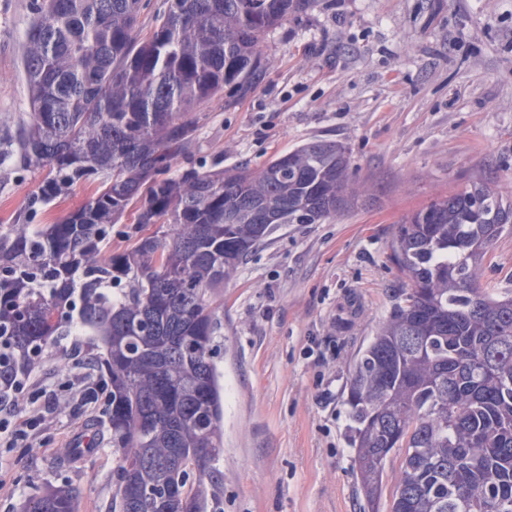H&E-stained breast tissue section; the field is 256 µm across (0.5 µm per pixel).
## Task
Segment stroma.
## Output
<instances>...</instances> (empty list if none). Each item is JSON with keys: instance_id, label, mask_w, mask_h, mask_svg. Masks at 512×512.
<instances>
[{"instance_id": "stroma-1", "label": "stroma", "mask_w": 512, "mask_h": 512, "mask_svg": "<svg viewBox=\"0 0 512 512\" xmlns=\"http://www.w3.org/2000/svg\"><path fill=\"white\" fill-rule=\"evenodd\" d=\"M32 4L0 0V138L30 111L22 57ZM262 54L254 89L192 113L196 162L259 168L330 139L348 147L363 193L325 223L284 226L214 292L224 489L208 512H364L346 385L397 300V225L472 178L512 193V0H314L265 36ZM45 176L0 159V231L27 212L53 223L95 190L78 185L30 212ZM480 280L512 295V234ZM104 420L103 406L77 417L63 400L43 447H0V512H20L48 485L79 488L76 512H110V444L72 455Z\"/></svg>"}]
</instances>
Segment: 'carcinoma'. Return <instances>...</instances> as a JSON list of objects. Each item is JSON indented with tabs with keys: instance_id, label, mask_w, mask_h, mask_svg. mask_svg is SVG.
<instances>
[{
	"instance_id": "1",
	"label": "carcinoma",
	"mask_w": 512,
	"mask_h": 512,
	"mask_svg": "<svg viewBox=\"0 0 512 512\" xmlns=\"http://www.w3.org/2000/svg\"><path fill=\"white\" fill-rule=\"evenodd\" d=\"M312 0H166L141 35V0H38L23 75L31 112L6 138L47 171L31 206L98 182L52 224L0 234V396L31 360L79 328L106 354V433L125 491L179 484L190 497L112 500L111 512H206L223 485L222 396L213 360L215 289L286 224L354 208L349 151L316 139L261 169L192 161L188 113L259 83L264 35ZM186 167L171 173L173 164ZM158 224L132 249L106 244L129 209ZM512 232V195L478 180L405 216L390 241L398 302L355 362L347 444L380 512L387 458L401 454L389 512H512V296L479 271ZM79 489L49 486L22 512H76Z\"/></svg>"
}]
</instances>
